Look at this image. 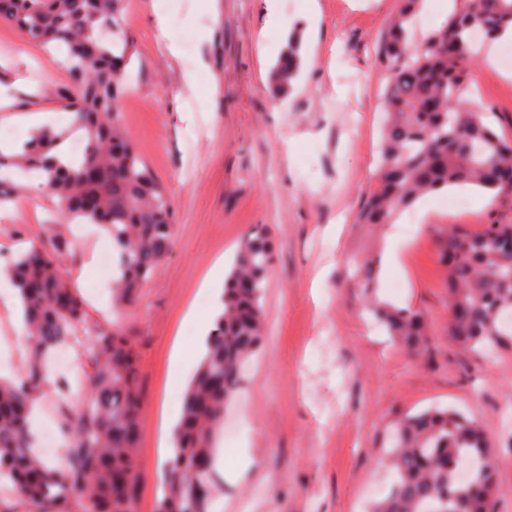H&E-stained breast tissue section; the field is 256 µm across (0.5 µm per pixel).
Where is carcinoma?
<instances>
[{"mask_svg":"<svg viewBox=\"0 0 512 512\" xmlns=\"http://www.w3.org/2000/svg\"><path fill=\"white\" fill-rule=\"evenodd\" d=\"M421 0H401L380 47L390 74L387 123L380 143L378 185L357 214L358 224H390L421 196L472 186L496 199L512 196V136L484 122L471 65L488 40L512 26V0H463L462 8L416 40L410 20ZM126 0H0V24L16 27L42 48H59L71 84L55 99L72 115L83 152H56L70 132L36 130L20 154L0 152V205L13 199L12 172L36 169L60 216L104 227L119 254L112 276L117 308L136 300L173 247L172 202L122 126L118 103L135 54L123 28ZM298 44L289 39L272 73L279 90L298 73ZM439 255L446 268L448 335L488 360L512 346V224L448 226ZM70 242L51 237L11 259L29 336L26 366L0 381V480L17 497L49 512H138L142 394L130 338L88 322L68 280ZM267 231L248 233L224 281L223 313L182 397L176 445L164 465L155 512H213L211 439L224 423V404L239 389L244 366L263 340V298L272 266ZM366 309L413 354L427 350L423 313L374 300ZM87 337L93 365L87 406L75 417L60 403L58 427L66 464L55 468L33 451L30 405L43 396V361L58 346ZM389 458L394 478L369 512H492L496 485L492 441L474 418L454 408H428L395 423Z\"/></svg>","mask_w":512,"mask_h":512,"instance_id":"cac0c4a2","label":"carcinoma"}]
</instances>
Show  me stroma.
<instances>
[{"label":"stroma","instance_id":"35a3bbf8","mask_svg":"<svg viewBox=\"0 0 512 512\" xmlns=\"http://www.w3.org/2000/svg\"><path fill=\"white\" fill-rule=\"evenodd\" d=\"M168 37H156L152 0H127L125 23L137 53L120 102L122 123L166 185L174 245L138 300L113 316L112 272L99 268L98 233L59 224L41 187L0 218V254L13 257L59 235L76 257L69 280L92 322L120 326L136 351L143 394L136 451L139 512H155L162 470L180 416V396L200 359L179 363L175 343L192 344L210 313L202 286L216 261L232 268L243 238L261 225L275 254L264 297L268 329L224 411L215 446L224 453L216 512H365L370 490L391 483L384 453L394 423L435 404L477 418L497 455L494 512L512 504V347L495 362L448 336L446 272L438 234L451 224H512V197L478 191L428 195L394 223L360 224L373 190L389 78L377 55L399 0H280L288 26L269 21L262 0H166ZM315 21H308L309 13ZM302 65L287 92L270 73L289 37ZM178 44L180 58L168 52ZM487 46L473 68L490 124L512 135V71ZM195 72L194 88L181 80ZM65 66L0 24V88L11 116L58 112ZM403 254L390 264L387 249ZM377 262L369 287L351 274ZM423 310L429 351L393 342L363 309L370 296ZM247 460L245 474L236 465Z\"/></svg>","mask_w":512,"mask_h":512}]
</instances>
